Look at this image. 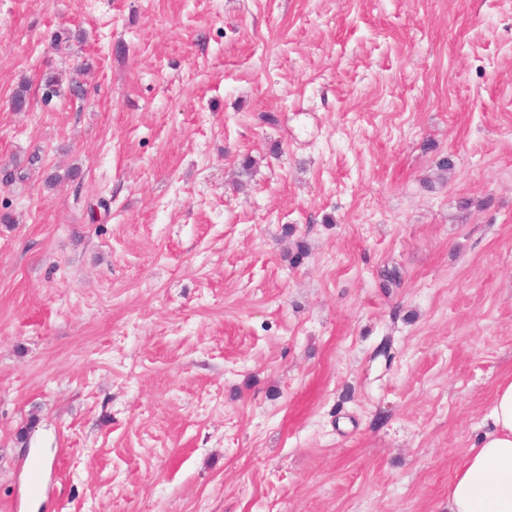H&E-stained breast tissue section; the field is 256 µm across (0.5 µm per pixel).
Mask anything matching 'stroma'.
Segmentation results:
<instances>
[{
	"instance_id": "35a3bbf8",
	"label": "stroma",
	"mask_w": 512,
	"mask_h": 512,
	"mask_svg": "<svg viewBox=\"0 0 512 512\" xmlns=\"http://www.w3.org/2000/svg\"><path fill=\"white\" fill-rule=\"evenodd\" d=\"M3 171L0 512L34 456L21 512H447L512 375V0H0ZM42 467L38 459H34L29 466V479L25 485L23 493L20 495L16 504H13V510L22 507V501L29 496L39 495L43 490Z\"/></svg>"
}]
</instances>
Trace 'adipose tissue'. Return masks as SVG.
Returning a JSON list of instances; mask_svg holds the SVG:
<instances>
[{
	"label": "adipose tissue",
	"mask_w": 512,
	"mask_h": 512,
	"mask_svg": "<svg viewBox=\"0 0 512 512\" xmlns=\"http://www.w3.org/2000/svg\"><path fill=\"white\" fill-rule=\"evenodd\" d=\"M448 512H512V376L498 384L486 432L455 468Z\"/></svg>",
	"instance_id": "adipose-tissue-1"
}]
</instances>
